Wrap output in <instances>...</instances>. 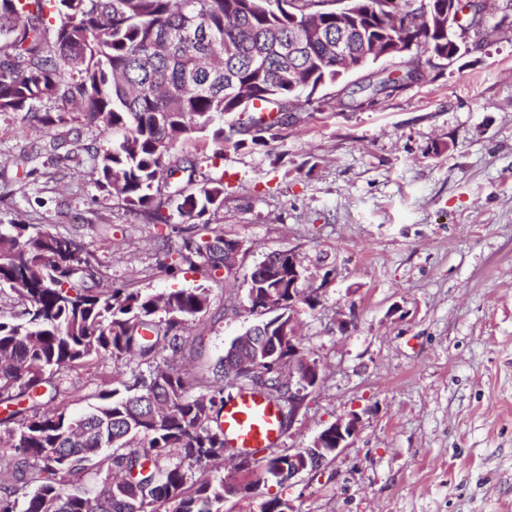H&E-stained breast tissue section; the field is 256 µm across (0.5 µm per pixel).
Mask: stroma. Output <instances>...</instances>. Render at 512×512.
<instances>
[{
	"label": "stroma",
	"mask_w": 512,
	"mask_h": 512,
	"mask_svg": "<svg viewBox=\"0 0 512 512\" xmlns=\"http://www.w3.org/2000/svg\"><path fill=\"white\" fill-rule=\"evenodd\" d=\"M506 16L507 0H487L479 48L371 106L361 85L401 60L318 91L267 144L200 160L224 180L210 226L246 247L232 287L183 261L165 272L195 224L146 223L88 167L42 153L48 131L0 113V167L15 172L24 156L32 170L0 182V224L71 237L94 256L102 290H208L175 363L189 379L216 381L225 347L261 322L252 267L275 251L300 259L317 304H297V335L324 372L280 445L307 447L352 413L357 432L332 463L227 498L224 512H259L271 494L296 512H512V35L494 29ZM147 370L88 359L65 373L69 412L95 404L103 380L120 389Z\"/></svg>",
	"instance_id": "obj_1"
}]
</instances>
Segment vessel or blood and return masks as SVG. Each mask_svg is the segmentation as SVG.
Here are the masks:
<instances>
[{
  "instance_id": "b4317fda",
  "label": "vessel or blood",
  "mask_w": 512,
  "mask_h": 512,
  "mask_svg": "<svg viewBox=\"0 0 512 512\" xmlns=\"http://www.w3.org/2000/svg\"><path fill=\"white\" fill-rule=\"evenodd\" d=\"M279 406L262 395L244 391L224 406V439L255 455L276 447L282 438Z\"/></svg>"
}]
</instances>
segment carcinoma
Listing matches in <instances>:
<instances>
[{"label":"carcinoma","instance_id":"obj_1","mask_svg":"<svg viewBox=\"0 0 512 512\" xmlns=\"http://www.w3.org/2000/svg\"><path fill=\"white\" fill-rule=\"evenodd\" d=\"M313 0H0V113L23 112L54 129L44 150L80 166L90 164L96 186L120 196L154 224L175 217L189 223L224 204V178L199 179L197 158L177 149L211 137L207 157L224 148L267 144L266 135L304 110L311 94L291 90L294 69L306 68L316 85H331L336 63L307 39ZM365 17L357 42L385 45L408 35L385 0H355ZM422 23L415 37L435 52L455 49L448 27ZM294 39L292 59L275 46ZM235 53L224 56V42ZM77 112L75 124L65 115ZM247 112L248 123L224 126V116ZM112 133V147L83 143V126ZM239 139H234V136ZM185 242L181 259L216 271L224 267V233ZM288 252H273L248 276L255 309L270 292L288 296ZM94 279L92 256L73 239L32 232L27 224L0 227V292L21 300V319L0 320V451L11 463L0 469V512H223L227 494H250L288 481V451L224 455V388L192 385L160 355L183 351L177 331L209 304L204 288L144 293L86 285ZM284 309L241 349L250 367L229 352L217 367L252 389L253 372L265 373L264 396L288 400L289 337ZM113 362L155 363L126 393L103 388L98 402L76 416L45 409L55 400L64 371L92 356ZM138 444L139 452L133 449ZM229 458L242 478L197 479L194 469ZM90 469L106 476L94 497L70 486Z\"/></svg>","mask_w":512,"mask_h":512}]
</instances>
